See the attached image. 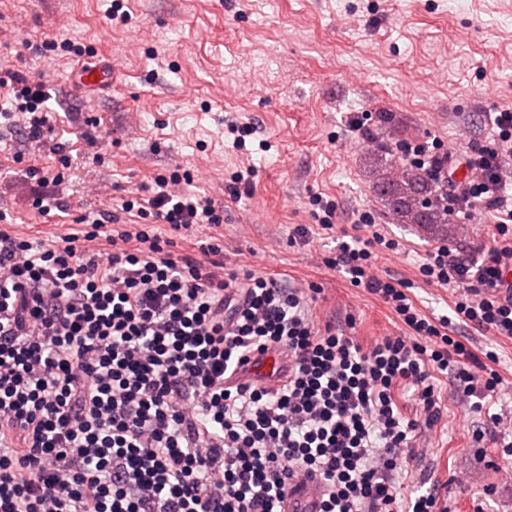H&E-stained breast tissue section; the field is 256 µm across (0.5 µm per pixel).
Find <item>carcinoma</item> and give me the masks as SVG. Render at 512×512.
<instances>
[{
    "label": "carcinoma",
    "mask_w": 512,
    "mask_h": 512,
    "mask_svg": "<svg viewBox=\"0 0 512 512\" xmlns=\"http://www.w3.org/2000/svg\"><path fill=\"white\" fill-rule=\"evenodd\" d=\"M373 190L388 214L401 224H418L435 233L448 234L447 204L442 190L425 173L409 168L400 178H377Z\"/></svg>",
    "instance_id": "obj_1"
}]
</instances>
